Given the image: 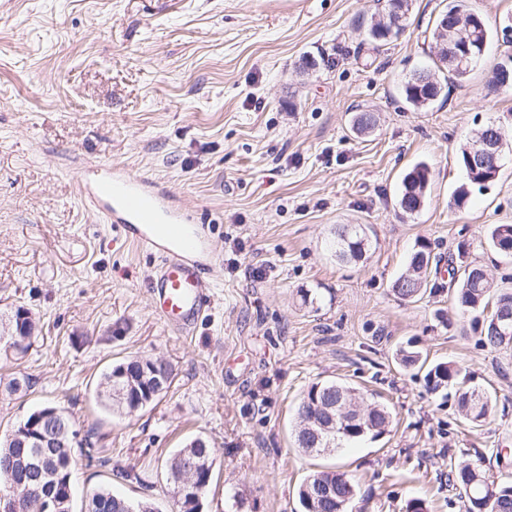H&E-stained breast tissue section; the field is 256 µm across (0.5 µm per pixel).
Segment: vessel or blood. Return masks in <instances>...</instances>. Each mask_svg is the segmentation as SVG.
<instances>
[{
  "label": "vessel or blood",
  "mask_w": 512,
  "mask_h": 512,
  "mask_svg": "<svg viewBox=\"0 0 512 512\" xmlns=\"http://www.w3.org/2000/svg\"><path fill=\"white\" fill-rule=\"evenodd\" d=\"M81 196L112 223L129 224L138 243L153 248L159 264L149 277L154 308L172 331L190 332L210 303V254L195 213L181 207L153 179L115 165L80 175Z\"/></svg>",
  "instance_id": "obj_1"
}]
</instances>
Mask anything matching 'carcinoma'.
I'll use <instances>...</instances> for the list:
<instances>
[{"mask_svg":"<svg viewBox=\"0 0 512 512\" xmlns=\"http://www.w3.org/2000/svg\"><path fill=\"white\" fill-rule=\"evenodd\" d=\"M409 0H387L386 15H392L396 24L378 32L369 29L368 36L375 41H386L397 36L403 29V21L409 11ZM473 49L484 55L490 43V30L484 19H479L466 30ZM448 72V80L462 81L470 73L473 62L456 64L442 62ZM442 92V84L430 71L415 72L406 82V101L423 107L434 101ZM428 167L417 165L407 172L401 181L400 208L407 214L418 212L424 205L428 185ZM467 182L460 185L452 196L457 209L466 207L470 187L483 185L482 172L466 171ZM367 237L358 225L343 224L336 229V255L341 258L360 259L366 253ZM490 247L502 255L512 251V224H499L490 237ZM474 277L462 276L452 289V300L462 315L470 318V329L484 347L498 348L512 344V292L491 296L492 285L484 267L473 260L467 263ZM432 267L431 243H417L410 256L407 270L394 282L392 291L401 299L414 301L426 292L436 291V284L429 280ZM36 321L26 307H15L6 320L0 322V346L8 348L16 339L22 342L20 350H26L35 333ZM396 363L404 370L426 369L424 380L434 394L454 390L458 411L474 426L486 422L493 409V398L485 390L471 384V377L463 369L450 362L427 363L417 345L408 341L395 351ZM175 378L174 365L161 357H132L112 365L101 376L97 386L100 402L109 410L130 415L154 403L168 391ZM336 394L348 397L359 407L360 417L336 423L325 415L326 399ZM365 404V394L347 382L324 380L315 382L304 391L298 408V447L303 452L320 457L346 445L361 441H375L387 431L392 414L380 403ZM28 433L14 429L0 440V460L15 458L30 460L33 449L22 448ZM73 430L69 418L55 427L56 447L46 451L52 472L50 483L33 486L13 482L0 475V496L15 501V512H72L71 475L75 465L73 458ZM167 481L172 488L173 512H199L204 508V498L214 480L212 449L200 437L191 439L174 452L166 461ZM452 481L459 490L464 512H512V484H497L477 464H464L452 471ZM196 489L200 499L177 497V489L183 484ZM357 494L353 478L341 470H315L301 483L298 501L302 512H349ZM349 503L343 504V497ZM84 512H158L149 498L130 499L104 487L94 492L85 505Z\"/></svg>","mask_w":512,"mask_h":512,"instance_id":"obj_1","label":"carcinoma"}]
</instances>
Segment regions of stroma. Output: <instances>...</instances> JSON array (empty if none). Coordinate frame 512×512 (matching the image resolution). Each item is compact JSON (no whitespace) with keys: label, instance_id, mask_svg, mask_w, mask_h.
Wrapping results in <instances>:
<instances>
[{"label":"stroma","instance_id":"35a3bbf8","mask_svg":"<svg viewBox=\"0 0 512 512\" xmlns=\"http://www.w3.org/2000/svg\"><path fill=\"white\" fill-rule=\"evenodd\" d=\"M469 4L489 48L417 110L404 85L432 66L448 0H411L403 32L378 43L368 30L384 0H0V315L22 305L38 321L26 352L0 350V437L58 407L93 434L80 489L136 498L147 483L159 512L172 506L164 463L197 436L214 450L204 512H299L303 479L333 464L358 483L355 512H405L413 499L462 512L448 467L472 460L512 482V345H477L446 270L418 302L392 291L423 239L443 256L467 244L512 290V257L487 244L512 224V148L464 209L450 205L465 181L461 147L487 124L512 130V89L493 82L512 55V0ZM361 111L377 117L365 134L353 127ZM422 162L426 201L409 215L400 183ZM114 164L158 180L202 223L214 288L191 334L154 310L156 254L76 190L78 172ZM340 224L363 225L362 259L337 258ZM304 289L315 303H302ZM410 339L491 393L482 426L396 364ZM130 356L166 357L176 377L119 417L97 383ZM23 376L30 388L10 392ZM329 379L377 393L393 422L377 441L314 458L297 448L296 409ZM132 464L140 482L119 475Z\"/></svg>","mask_w":512,"mask_h":512}]
</instances>
